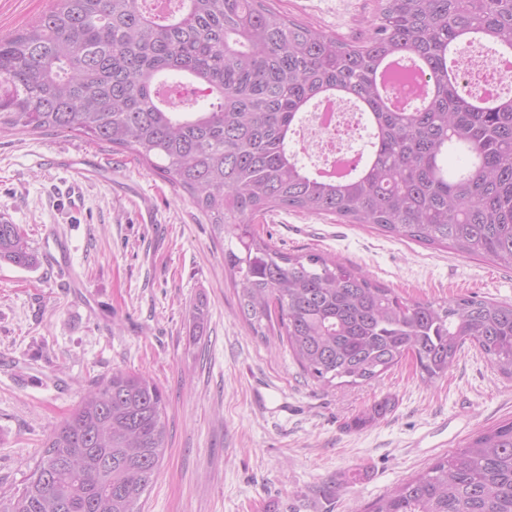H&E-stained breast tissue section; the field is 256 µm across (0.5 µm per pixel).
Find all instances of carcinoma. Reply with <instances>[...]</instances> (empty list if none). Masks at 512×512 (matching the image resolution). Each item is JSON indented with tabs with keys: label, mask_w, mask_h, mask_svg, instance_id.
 Here are the masks:
<instances>
[{
	"label": "carcinoma",
	"mask_w": 512,
	"mask_h": 512,
	"mask_svg": "<svg viewBox=\"0 0 512 512\" xmlns=\"http://www.w3.org/2000/svg\"><path fill=\"white\" fill-rule=\"evenodd\" d=\"M160 17L139 0H52L0 37V130L69 132L135 152L214 224L240 315L256 333L275 320L301 371L323 386L367 384L415 358L445 376L465 344L512 379V304L458 296L401 299L319 253L285 254L252 231L275 208L334 215L393 237L512 267V90L489 102L467 89L462 53L512 50V0H379L347 43L289 20L267 0H179ZM407 57L428 86L395 110ZM191 80L215 102L184 112L158 98ZM367 115L368 153L352 171L310 173L289 148L308 106L326 95ZM462 155L460 168L448 157ZM0 262L39 264L0 215ZM383 399L354 429L391 411ZM167 398L141 375L97 382L43 443L0 512H141L167 444ZM371 512H512V420L502 421L379 498Z\"/></svg>",
	"instance_id": "carcinoma-1"
}]
</instances>
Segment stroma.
Returning a JSON list of instances; mask_svg holds the SVG:
<instances>
[{
	"label": "stroma",
	"mask_w": 512,
	"mask_h": 512,
	"mask_svg": "<svg viewBox=\"0 0 512 512\" xmlns=\"http://www.w3.org/2000/svg\"><path fill=\"white\" fill-rule=\"evenodd\" d=\"M351 42L378 0H270ZM52 0H0V36ZM0 213L53 266L0 264V493L22 490L42 444L101 378H152L169 443L142 512H363L480 430L512 419V380L465 345L445 377L414 358L360 386L304 375L276 334L243 322L224 247L187 195L132 151L68 133L0 132ZM254 233L321 253L408 301L512 303V269L335 216L274 209ZM206 305L194 335L191 310ZM393 408L349 429L375 402Z\"/></svg>",
	"instance_id": "stroma-1"
}]
</instances>
